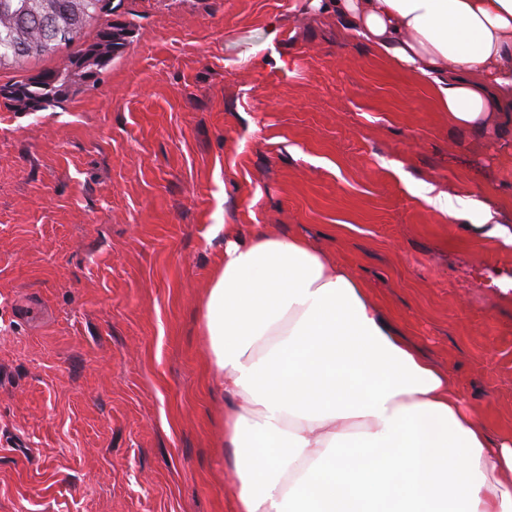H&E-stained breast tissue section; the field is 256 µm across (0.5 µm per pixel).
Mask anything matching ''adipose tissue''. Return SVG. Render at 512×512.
Returning <instances> with one entry per match:
<instances>
[{
	"label": "adipose tissue",
	"mask_w": 512,
	"mask_h": 512,
	"mask_svg": "<svg viewBox=\"0 0 512 512\" xmlns=\"http://www.w3.org/2000/svg\"><path fill=\"white\" fill-rule=\"evenodd\" d=\"M431 89L453 129L512 128V0H314ZM231 400L233 512H512L491 440L345 265L299 235L224 227L203 313Z\"/></svg>",
	"instance_id": "obj_1"
}]
</instances>
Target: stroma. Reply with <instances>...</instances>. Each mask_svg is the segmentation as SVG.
<instances>
[{
  "instance_id": "35a3bbf8",
  "label": "stroma",
  "mask_w": 512,
  "mask_h": 512,
  "mask_svg": "<svg viewBox=\"0 0 512 512\" xmlns=\"http://www.w3.org/2000/svg\"><path fill=\"white\" fill-rule=\"evenodd\" d=\"M311 0H123L124 52L0 99V512H228L203 311L224 227L305 236L512 434V157ZM478 201L459 223L418 187Z\"/></svg>"
}]
</instances>
